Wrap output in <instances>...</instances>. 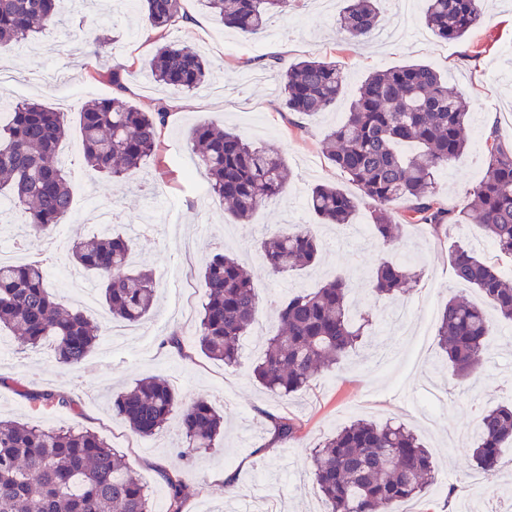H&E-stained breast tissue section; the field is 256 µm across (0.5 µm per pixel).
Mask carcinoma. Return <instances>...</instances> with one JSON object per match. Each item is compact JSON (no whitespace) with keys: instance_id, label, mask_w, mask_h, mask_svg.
<instances>
[{"instance_id":"cac0c4a2","label":"carcinoma","mask_w":512,"mask_h":512,"mask_svg":"<svg viewBox=\"0 0 512 512\" xmlns=\"http://www.w3.org/2000/svg\"><path fill=\"white\" fill-rule=\"evenodd\" d=\"M60 0H0V49L32 40L57 22ZM148 25L159 34L149 62L156 83L192 92L210 78L208 61L192 48L165 41L179 17L181 0H138ZM293 0H206L225 26L250 38L271 18L288 12ZM338 24L356 46L377 28L380 0H345ZM484 16V0H427L426 27L440 40H458ZM111 99L85 103L79 111L81 154L87 167L117 182L138 171L158 149L166 107L144 111L124 102L119 70L108 76ZM285 108L317 115L346 93V75L334 61L309 58L278 74ZM468 105L461 93L426 64L411 63L370 73L352 95L344 122L325 136L327 159L359 191L354 197L334 184H319L309 207L324 224H348L363 200L370 206L372 230L394 243L401 225L478 224L498 252L512 256V145L490 135L486 164L467 206L448 208L437 195L436 174L467 152ZM67 116L38 102L8 106L0 122V195L22 211L21 228L50 236L72 212L69 172L57 161L67 137ZM187 145L207 178V193L228 205L232 217L247 222L285 189L290 170L281 153L257 147L232 129L200 123L187 133ZM403 201L407 213L394 211ZM320 239L308 227L276 232L261 241L262 263L274 275L295 272L319 261ZM132 240L106 232L73 244V264L99 280L112 318L129 323L150 315L155 280L150 270L131 266ZM453 276L477 289L498 315L512 323V277L485 261L466 244L450 255ZM420 272L406 260H384L373 270L371 287L391 298L418 282ZM206 299L193 343L206 356L233 366L239 342L256 321L258 293L250 272L227 254H214L202 266ZM351 278L338 273L324 285L302 291L272 307L277 331L268 337L255 379L281 398L308 389L316 376L333 368L365 334L366 319L354 311ZM6 329L26 349L44 342L56 362L75 367L98 344L102 326L83 311L70 309L48 290L43 260L0 263V331ZM494 325L484 308L453 296L440 310L436 340L456 376L470 374L491 353ZM37 409H74L63 392L22 391ZM112 412L132 433L153 436L179 418L180 456L215 445L223 419L206 400L183 403L167 381L145 379L117 395ZM279 439L296 438L299 427L267 415ZM512 444V404L478 412L469 457L483 476H495L501 448ZM313 484L329 512H396L421 498L436 478V465L421 439L401 423L356 420L312 449ZM169 489L168 512H180L183 479L161 471ZM0 512H155L152 493L112 445L98 434L73 428L0 422Z\"/></svg>"}]
</instances>
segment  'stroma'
Returning a JSON list of instances; mask_svg holds the SVG:
<instances>
[{"instance_id": "stroma-1", "label": "stroma", "mask_w": 512, "mask_h": 512, "mask_svg": "<svg viewBox=\"0 0 512 512\" xmlns=\"http://www.w3.org/2000/svg\"><path fill=\"white\" fill-rule=\"evenodd\" d=\"M344 5V0H297L287 14L272 19L266 33L248 40L216 21L202 0H182L184 11L202 19L203 25L192 28L175 22L168 38L191 45L211 66L207 85L190 93L151 81L147 62L157 42L143 38L147 25L137 0L121 8L114 0H81L79 8L68 10L63 24L0 50V98L15 103L39 100L66 112L70 135L59 153L70 172L85 169L78 112L90 99L113 95L111 84L96 77L97 69L123 72V98L130 105L145 110L162 104L168 111L157 155L146 160L134 181L115 183L93 175L89 205L77 206L53 237L16 236L17 247L29 255L40 254L46 269H65L70 262L60 242L99 235V212H116L114 232L134 236L135 266L150 268L155 275V313L141 324L124 327L112 349L96 346L74 368L60 367L47 344L35 350L13 349L0 360L1 420L95 432L124 456L155 494L164 488L161 470L184 472L181 512H326L311 480V448L359 418L379 424L398 421L420 436L439 468L437 485L405 504V512H463L482 502L471 461L455 437L474 429L479 409L504 403L512 394V326L499 327L488 359L465 377L443 370L434 340L421 345L414 335L420 327L435 328L441 307L452 295L485 303L475 289L453 280V245L470 243L505 274L512 272V259L499 255L483 231L471 224L446 232L407 224L399 240L385 246L373 234L354 237L349 227L318 222L306 203L316 184L358 192L322 149L325 134L343 121L350 99L342 97L311 118L288 112L278 93L277 72L301 58H323L342 68L353 90L375 70L407 62L434 68L469 102L470 150L436 177L445 205L459 208L468 203L474 173L486 161L489 133L512 141V0H487L482 23L465 39L451 42L436 39L427 29L417 0H383L381 27L357 48L348 45L337 23ZM95 36L110 40L99 58L93 57L89 43ZM203 122L235 129L254 145L274 147L288 164L291 179L283 194L260 207L249 223L233 222L224 204L187 175L194 162L185 135ZM301 227L311 228L320 238V263L297 273H269L258 258L260 240ZM225 251L235 253L250 269L261 303L257 322L240 340L239 363L232 368L193 345L205 300L200 268L208 256ZM396 257L409 258L422 276L393 303L374 297L368 278L380 261ZM339 272L350 274L358 309L371 314L369 336L307 391L288 400L268 394L255 381L252 368L276 331L269 301L318 287ZM174 333L182 339V348L169 345ZM147 377L168 380L183 402L204 398L223 411L224 433L214 448L183 462L175 451L182 442L178 421L144 438L113 413V395ZM432 387L451 403L428 419L423 409ZM26 389L67 393L81 412L38 411L23 397ZM272 415L301 424L297 439L270 447ZM227 471L236 479L230 489L219 479Z\"/></svg>"}]
</instances>
